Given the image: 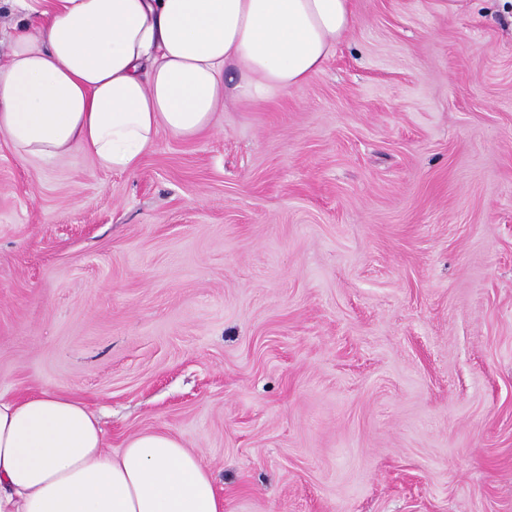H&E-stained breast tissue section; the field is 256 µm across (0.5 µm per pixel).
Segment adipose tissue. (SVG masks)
<instances>
[{"mask_svg":"<svg viewBox=\"0 0 512 512\" xmlns=\"http://www.w3.org/2000/svg\"><path fill=\"white\" fill-rule=\"evenodd\" d=\"M0 64V136L51 163L135 170L159 131L191 139L226 101L301 89L354 23L352 0H56ZM0 512H224L174 436L107 451L97 416L52 392L0 396Z\"/></svg>","mask_w":512,"mask_h":512,"instance_id":"obj_1","label":"adipose tissue"}]
</instances>
